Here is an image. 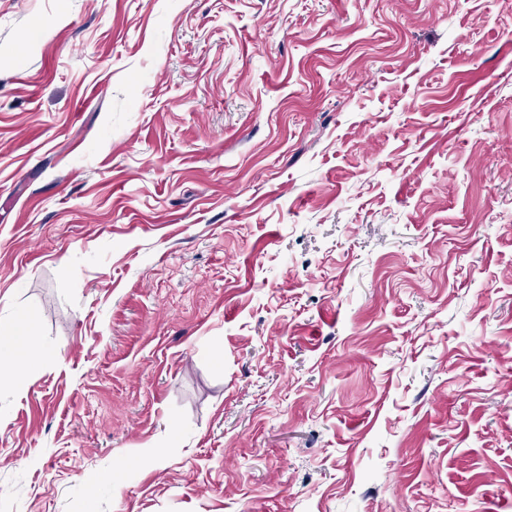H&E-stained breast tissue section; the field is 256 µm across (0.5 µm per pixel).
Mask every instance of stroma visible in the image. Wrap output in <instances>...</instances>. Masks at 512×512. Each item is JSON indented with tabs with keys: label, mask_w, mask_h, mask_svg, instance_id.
<instances>
[{
	"label": "stroma",
	"mask_w": 512,
	"mask_h": 512,
	"mask_svg": "<svg viewBox=\"0 0 512 512\" xmlns=\"http://www.w3.org/2000/svg\"><path fill=\"white\" fill-rule=\"evenodd\" d=\"M19 310L0 512H512V0H0ZM33 318L26 311L17 312L6 326V334L0 339L1 359L8 356L25 374L35 375L49 357V353L39 347L32 334ZM2 336H7L5 339Z\"/></svg>",
	"instance_id": "obj_1"
}]
</instances>
